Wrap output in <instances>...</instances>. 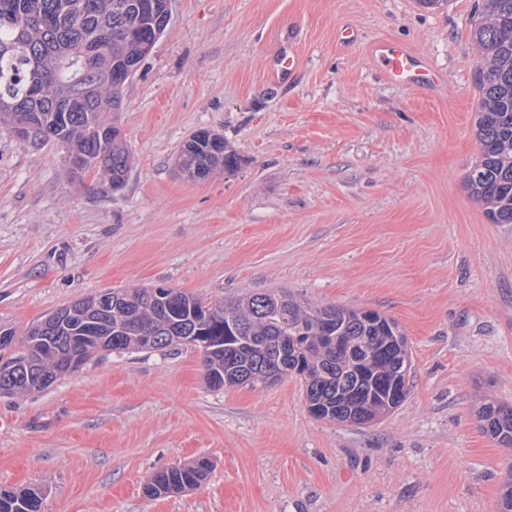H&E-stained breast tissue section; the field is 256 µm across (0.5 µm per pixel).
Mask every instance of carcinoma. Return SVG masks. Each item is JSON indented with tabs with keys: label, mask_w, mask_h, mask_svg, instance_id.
<instances>
[{
	"label": "carcinoma",
	"mask_w": 512,
	"mask_h": 512,
	"mask_svg": "<svg viewBox=\"0 0 512 512\" xmlns=\"http://www.w3.org/2000/svg\"><path fill=\"white\" fill-rule=\"evenodd\" d=\"M169 0H0V127L15 133L28 115L23 146L54 143L68 175L98 171L96 186L123 189L131 156L118 123L123 90L170 23ZM472 40L476 139L480 156L466 175L470 195L494 224H512V0H486ZM240 158L224 137L195 131L182 145L179 167L190 179L232 172ZM9 338L0 354V396L40 392L79 371L103 351L198 348L214 388L282 379L304 383L307 406L320 420L368 425L399 407L410 393L412 352L395 319L373 310L301 302L285 291L243 295L208 304L177 288H110L55 310ZM156 341L146 346L142 337ZM482 427L512 447V405L487 402ZM205 459L166 468L152 478V495L178 494L204 481ZM32 488L0 496V512H41Z\"/></svg>",
	"instance_id": "1"
}]
</instances>
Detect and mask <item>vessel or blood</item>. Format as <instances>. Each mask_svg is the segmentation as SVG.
<instances>
[{"label": "vessel or blood", "instance_id": "1", "mask_svg": "<svg viewBox=\"0 0 512 512\" xmlns=\"http://www.w3.org/2000/svg\"><path fill=\"white\" fill-rule=\"evenodd\" d=\"M374 57L384 76L391 83L413 89H437L446 80L425 60L395 43L375 46Z\"/></svg>", "mask_w": 512, "mask_h": 512}]
</instances>
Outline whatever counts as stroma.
I'll list each match as a JSON object with an SVG mask.
<instances>
[{
    "label": "stroma",
    "mask_w": 512,
    "mask_h": 512,
    "mask_svg": "<svg viewBox=\"0 0 512 512\" xmlns=\"http://www.w3.org/2000/svg\"><path fill=\"white\" fill-rule=\"evenodd\" d=\"M483 5L170 0L123 91L133 167L115 194L0 129V325L109 288L208 302L282 289L394 318L413 355L408 399L350 426L313 418L295 378L210 387L190 346L106 352L0 397V488L40 490L44 512H497L512 447L477 412L512 404V224L492 223L465 183ZM290 39L298 67L283 81ZM383 40L442 71V91L388 82L372 58ZM202 128L238 169L182 176ZM202 457L199 487L147 495L156 472Z\"/></svg>",
    "instance_id": "obj_1"
}]
</instances>
